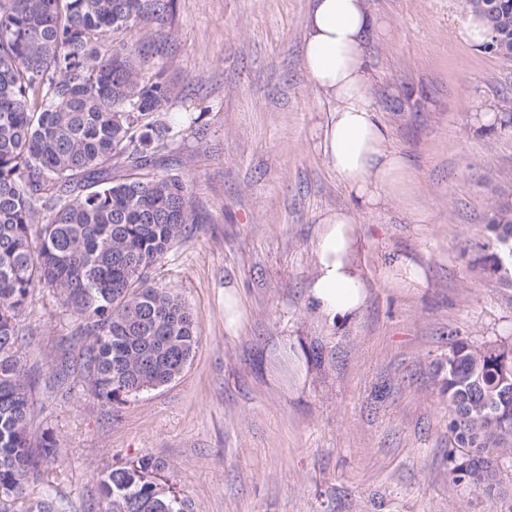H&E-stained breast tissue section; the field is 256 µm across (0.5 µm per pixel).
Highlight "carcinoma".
Masks as SVG:
<instances>
[{"label": "carcinoma", "instance_id": "1", "mask_svg": "<svg viewBox=\"0 0 512 512\" xmlns=\"http://www.w3.org/2000/svg\"><path fill=\"white\" fill-rule=\"evenodd\" d=\"M482 19L485 47L512 59V0H463ZM175 0H0V512H59L49 496L47 464L57 453L50 434L30 435L33 382L17 355L20 319L46 290L75 318L70 348L78 352L83 390L108 403L177 379L199 345L192 314L151 270L200 223L188 179L149 171L156 156L187 129L168 123L177 98L153 55L124 40L136 28L170 36ZM120 160L125 173L112 174ZM495 252L507 254L512 195L488 220ZM470 344L448 354L451 428L476 448L453 460L455 479L491 461L478 439L512 433V396L498 419L461 414L457 398L470 369ZM505 347L483 364L493 388ZM105 512H186V503L142 457L99 480Z\"/></svg>", "mask_w": 512, "mask_h": 512}]
</instances>
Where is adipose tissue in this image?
Here are the masks:
<instances>
[{"label":"adipose tissue","mask_w":512,"mask_h":512,"mask_svg":"<svg viewBox=\"0 0 512 512\" xmlns=\"http://www.w3.org/2000/svg\"><path fill=\"white\" fill-rule=\"evenodd\" d=\"M381 27L368 0H311L303 44L308 78L330 105L318 126V149L346 191L368 209L403 196L411 179L410 164L390 147L389 128L369 91L367 44ZM321 224L309 294L323 315L339 321L359 312L368 297L357 221L342 209Z\"/></svg>","instance_id":"obj_1"}]
</instances>
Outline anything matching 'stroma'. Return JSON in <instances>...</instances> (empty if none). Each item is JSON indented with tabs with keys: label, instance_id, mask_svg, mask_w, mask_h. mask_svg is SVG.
<instances>
[{
	"label": "stroma",
	"instance_id": "35a3bbf8",
	"mask_svg": "<svg viewBox=\"0 0 512 512\" xmlns=\"http://www.w3.org/2000/svg\"><path fill=\"white\" fill-rule=\"evenodd\" d=\"M387 24L368 51L371 96L412 172L409 198L359 208L316 148L327 110L303 63L308 0H177L175 36L149 30L191 126L154 173L178 167L204 221L152 271L193 314L199 346L171 384L112 407L76 361L49 354L74 319L41 296L18 355L37 381L33 439L51 432L53 498L103 512L98 476L141 457L190 512H512V458L493 489L454 480L470 455L450 428L448 353L512 343V283L482 258L512 194V60L462 43L461 0H370ZM354 211L369 293L329 322L308 293L322 217ZM424 273L403 285L395 262ZM242 317L227 325L224 291Z\"/></svg>",
	"mask_w": 512,
	"mask_h": 512
}]
</instances>
